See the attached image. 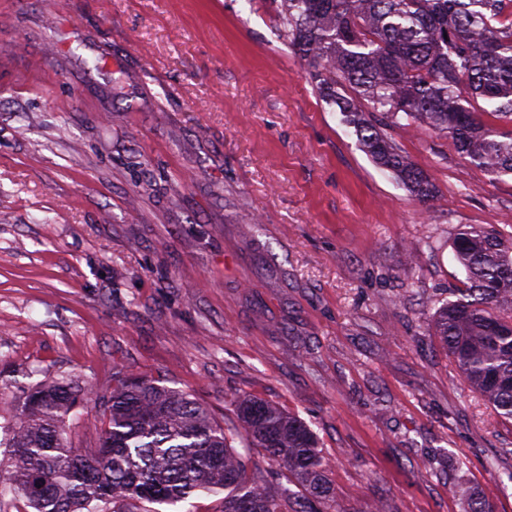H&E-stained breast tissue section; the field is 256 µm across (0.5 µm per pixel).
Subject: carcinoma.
Instances as JSON below:
<instances>
[{"label": "carcinoma", "instance_id": "cac0c4a2", "mask_svg": "<svg viewBox=\"0 0 512 512\" xmlns=\"http://www.w3.org/2000/svg\"><path fill=\"white\" fill-rule=\"evenodd\" d=\"M272 2L319 96L419 201L436 188L386 132L403 120L447 135L491 178L512 176V137L498 139L485 120L512 122V20L502 21L512 0ZM454 251L469 286L435 311L437 336L465 382L512 420V244L468 225ZM89 404L103 427L97 447L81 452L69 420ZM232 406L239 430L189 394L122 369L105 393L77 377L40 382L0 439V512L7 496L20 512H131L134 503L160 512L200 491L223 494L217 512H324L331 492L316 433L268 402L238 397ZM460 493L468 512H492Z\"/></svg>", "mask_w": 512, "mask_h": 512}]
</instances>
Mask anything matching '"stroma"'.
Listing matches in <instances>:
<instances>
[{"mask_svg": "<svg viewBox=\"0 0 512 512\" xmlns=\"http://www.w3.org/2000/svg\"><path fill=\"white\" fill-rule=\"evenodd\" d=\"M389 135L421 204L362 150L270 0H0V426L32 385L124 368L221 426L298 415L327 512H512V421L433 330L454 239H512V178Z\"/></svg>", "mask_w": 512, "mask_h": 512, "instance_id": "1", "label": "stroma"}]
</instances>
